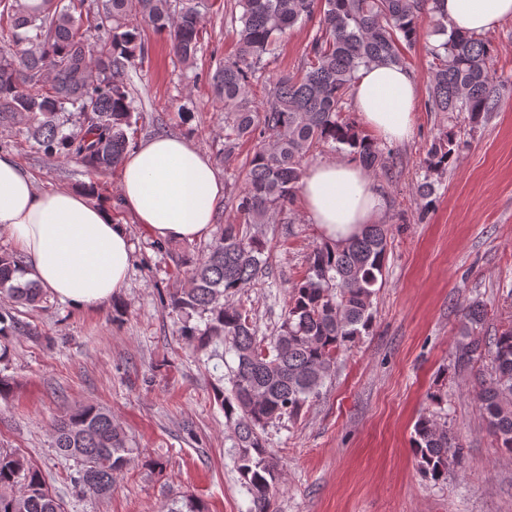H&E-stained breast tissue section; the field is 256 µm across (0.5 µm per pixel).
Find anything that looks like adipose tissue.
<instances>
[{"label":"adipose tissue","mask_w":512,"mask_h":512,"mask_svg":"<svg viewBox=\"0 0 512 512\" xmlns=\"http://www.w3.org/2000/svg\"><path fill=\"white\" fill-rule=\"evenodd\" d=\"M448 25L481 33L512 17V0H444ZM356 108L384 141L400 143L413 131L419 86L394 65L362 69L353 87ZM123 207L158 242L195 241L209 235L224 198L212 161L188 139L158 133L120 163ZM307 217L324 237H348L375 223L382 196L352 161L310 167L301 183ZM0 230L24 257L30 278L59 301L102 306L126 288L132 247L126 225L86 190L38 188L15 159L0 156Z\"/></svg>","instance_id":"ef3b65f1"}]
</instances>
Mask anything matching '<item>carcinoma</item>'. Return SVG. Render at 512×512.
<instances>
[{
	"label": "carcinoma",
	"instance_id": "1",
	"mask_svg": "<svg viewBox=\"0 0 512 512\" xmlns=\"http://www.w3.org/2000/svg\"><path fill=\"white\" fill-rule=\"evenodd\" d=\"M0 127L27 125L37 150L77 160L92 176L116 168L133 144L136 108L127 82L132 62L148 53L142 24L168 33L184 63L196 55L207 0H103L101 8L75 18L73 3L0 0ZM239 51L211 75L224 103L227 149L251 141L245 187L238 196L239 222L218 225L205 254L175 255L183 283L164 304L203 326L179 330L193 349L224 347L237 361L229 379H219L214 400L233 430L238 472L251 497V512H273L280 464L268 448L267 429L298 420L316 399L338 355L373 325V299L385 283L388 226L363 224L344 239H323L308 256L304 275L292 284L284 318L269 339L257 336L250 310L234 302L267 270L263 227L281 213L300 188L306 160L324 146L343 150L367 172L393 166L379 139L345 117L348 97L361 69L389 64L409 69L406 53L422 46L428 58L429 112H466L475 125L498 109L505 81L492 67L494 49L478 34L448 28L440 0H236ZM138 8L142 22L130 19ZM318 17L317 28L297 74L274 75L270 58L283 35ZM106 38L91 49L88 33ZM257 86L267 91L253 101ZM451 126L439 130L422 160L415 194L433 205L436 176L459 157ZM13 253L0 252V361L10 339L25 331L13 305L32 309L46 301L38 284ZM478 303L466 307L465 331L456 363L467 369L490 355L489 378H479L475 397L498 447L512 454V322L485 345L472 336L483 321ZM230 389L224 390V382ZM55 448L76 462L70 482L82 494L103 495L135 449L112 421L110 411L86 404L65 414L53 428ZM457 452L448 426L421 415L414 425L413 453L419 469L434 480L448 471ZM0 512H64L41 469L16 452L0 451ZM161 512H206L189 494L165 503Z\"/></svg>",
	"mask_w": 512,
	"mask_h": 512
}]
</instances>
